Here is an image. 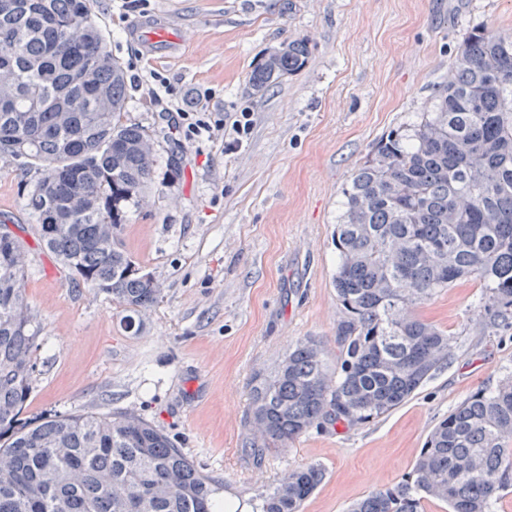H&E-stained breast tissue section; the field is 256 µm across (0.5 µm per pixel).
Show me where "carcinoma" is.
I'll return each mask as SVG.
<instances>
[{
    "mask_svg": "<svg viewBox=\"0 0 512 512\" xmlns=\"http://www.w3.org/2000/svg\"><path fill=\"white\" fill-rule=\"evenodd\" d=\"M308 55L306 41L287 43L252 75L254 91ZM127 96L89 0H0V157L40 168L27 202L40 244L74 286L112 296L137 334L161 288L135 273L121 238L125 204L154 179L151 136L123 120ZM344 197L333 234L336 365L304 339L253 375L243 429L257 456L409 400L452 355L417 309L456 282L480 280L487 314L512 328V41L471 30L434 115L380 138ZM26 279L15 235L0 248V512H224V486L135 414L22 418L39 346ZM323 478L313 465L285 472L261 512H300ZM511 490L512 375L449 412L403 482L348 512H422L426 500L493 512Z\"/></svg>",
    "mask_w": 512,
    "mask_h": 512,
    "instance_id": "obj_1",
    "label": "carcinoma"
}]
</instances>
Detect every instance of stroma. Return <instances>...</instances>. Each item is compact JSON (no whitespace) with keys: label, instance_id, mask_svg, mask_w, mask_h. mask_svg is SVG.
<instances>
[{"label":"stroma","instance_id":"35a3bbf8","mask_svg":"<svg viewBox=\"0 0 512 512\" xmlns=\"http://www.w3.org/2000/svg\"><path fill=\"white\" fill-rule=\"evenodd\" d=\"M91 4L127 73L124 120L154 141V182L126 205L122 238L162 294L133 334L107 295L72 287L68 270L38 246L26 207L38 170L0 158V222L27 245L26 298L39 334L25 417L140 415L246 512H257L284 472L309 465L325 477L302 512H346L402 482L440 420L512 373V329L486 321L478 279L421 308L448 334L452 356L388 415L314 429L257 457L241 426L250 380L307 337L335 352L332 234L344 188L382 136L432 111L466 32L486 25L512 40V0ZM145 24L163 28L167 42L144 47ZM296 39L308 43L305 66L255 92L253 72ZM180 108L211 124L252 112V133L225 154L221 132L189 138L177 129Z\"/></svg>","mask_w":512,"mask_h":512}]
</instances>
